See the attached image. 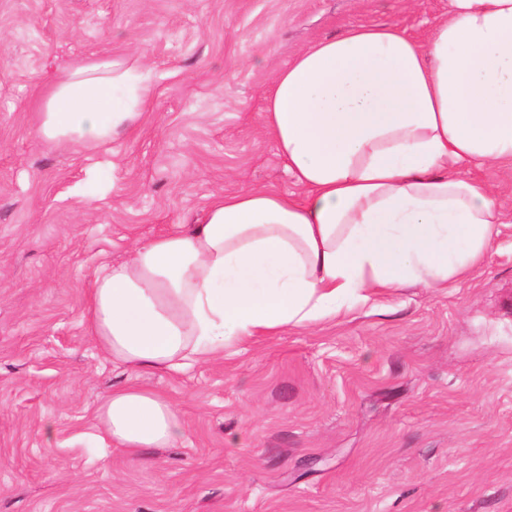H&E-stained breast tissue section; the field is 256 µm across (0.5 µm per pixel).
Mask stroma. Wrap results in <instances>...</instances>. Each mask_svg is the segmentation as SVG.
Wrapping results in <instances>:
<instances>
[{
  "label": "stroma",
  "mask_w": 512,
  "mask_h": 512,
  "mask_svg": "<svg viewBox=\"0 0 512 512\" xmlns=\"http://www.w3.org/2000/svg\"><path fill=\"white\" fill-rule=\"evenodd\" d=\"M449 0H0V512H512V168L480 162L501 214L461 279L408 284L223 358L136 373L86 323L95 271L214 196L302 190L263 124L275 74L360 24L414 37ZM149 72L134 135L92 150L36 135L76 64ZM137 383L179 404L138 460L97 406Z\"/></svg>",
  "instance_id": "stroma-1"
}]
</instances>
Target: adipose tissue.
<instances>
[{
	"instance_id": "obj_1",
	"label": "adipose tissue",
	"mask_w": 512,
	"mask_h": 512,
	"mask_svg": "<svg viewBox=\"0 0 512 512\" xmlns=\"http://www.w3.org/2000/svg\"><path fill=\"white\" fill-rule=\"evenodd\" d=\"M152 94L136 69L77 65L50 89L37 135L105 145L137 127ZM263 119L302 195H217L200 223L96 271L87 328L113 363L182 369L230 339L312 327L482 262L500 216L489 187L456 167L512 166V0H450L422 41L394 23L319 39L276 73ZM96 418L133 458L185 433L177 405L137 384L113 390Z\"/></svg>"
}]
</instances>
